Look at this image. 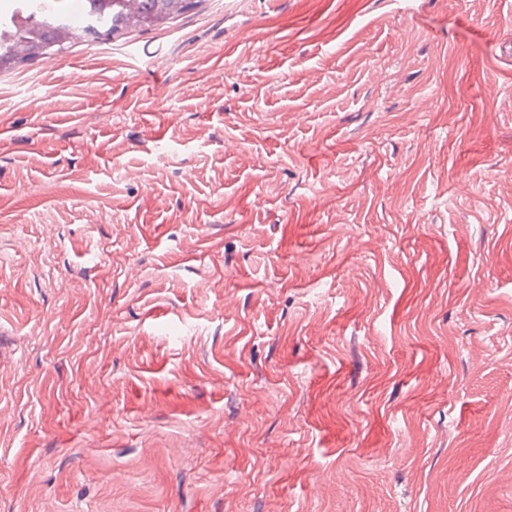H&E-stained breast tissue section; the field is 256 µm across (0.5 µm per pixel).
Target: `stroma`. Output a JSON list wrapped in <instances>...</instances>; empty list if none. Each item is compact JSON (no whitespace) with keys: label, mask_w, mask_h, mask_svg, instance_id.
Masks as SVG:
<instances>
[{"label":"stroma","mask_w":512,"mask_h":512,"mask_svg":"<svg viewBox=\"0 0 512 512\" xmlns=\"http://www.w3.org/2000/svg\"><path fill=\"white\" fill-rule=\"evenodd\" d=\"M0 512H512V0L0 72Z\"/></svg>","instance_id":"stroma-1"}]
</instances>
